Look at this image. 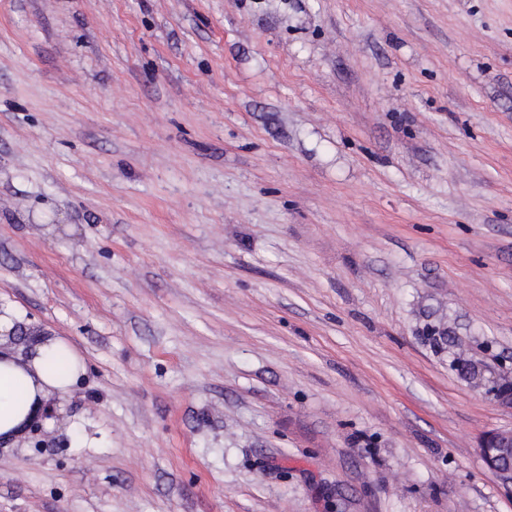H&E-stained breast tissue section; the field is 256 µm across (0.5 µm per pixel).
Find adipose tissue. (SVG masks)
<instances>
[{
	"label": "adipose tissue",
	"mask_w": 512,
	"mask_h": 512,
	"mask_svg": "<svg viewBox=\"0 0 512 512\" xmlns=\"http://www.w3.org/2000/svg\"><path fill=\"white\" fill-rule=\"evenodd\" d=\"M84 371L59 339L35 342L28 355L0 356V439L11 440L51 393L65 394Z\"/></svg>",
	"instance_id": "1"
}]
</instances>
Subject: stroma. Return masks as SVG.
<instances>
[{"instance_id":"stroma-1","label":"stroma","mask_w":512,"mask_h":512,"mask_svg":"<svg viewBox=\"0 0 512 512\" xmlns=\"http://www.w3.org/2000/svg\"><path fill=\"white\" fill-rule=\"evenodd\" d=\"M7 312L0 512H512V0H0ZM28 357L0 354V438L8 441L19 434L23 424L51 393L65 394L84 371L80 355L60 339H37ZM43 405L21 432L32 430L45 419L53 426L56 419ZM48 418V419H46ZM479 455L490 471L512 483V430H489L478 443Z\"/></svg>"}]
</instances>
